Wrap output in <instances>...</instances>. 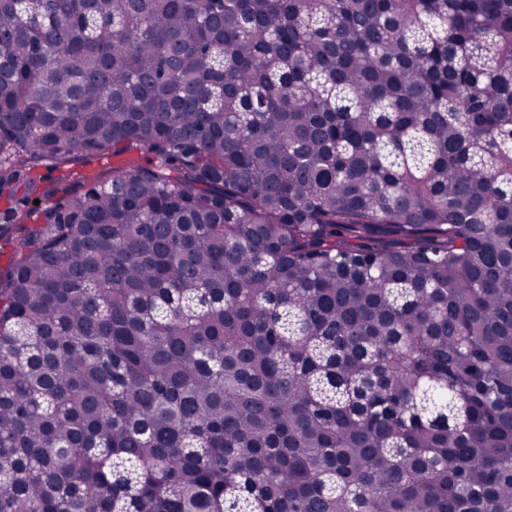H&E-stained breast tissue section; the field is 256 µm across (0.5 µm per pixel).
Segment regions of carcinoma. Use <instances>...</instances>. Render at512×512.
Returning <instances> with one entry per match:
<instances>
[{"instance_id":"1","label":"carcinoma","mask_w":512,"mask_h":512,"mask_svg":"<svg viewBox=\"0 0 512 512\" xmlns=\"http://www.w3.org/2000/svg\"><path fill=\"white\" fill-rule=\"evenodd\" d=\"M0 512H512V0H0ZM152 158L153 155L145 150L121 154H114L110 151L105 155L81 157L71 166L74 174L63 180L58 179L60 173L57 171L47 168L37 169V176L44 179L43 184L48 186L50 192L46 196L38 198L39 205H34L35 199H29L27 203H20V206L29 212L27 224H14L8 219L11 208L20 202L18 200L24 198L23 187L18 190L13 200L0 197V278H5L12 270L18 257L16 244L26 235L27 227L41 222L43 211L52 207L59 200L65 188H72L77 184L88 186L95 181V178L105 181L112 177L113 167L128 162L147 165Z\"/></svg>"}]
</instances>
